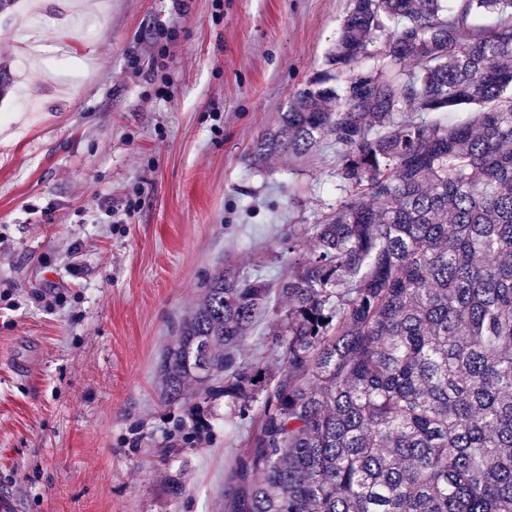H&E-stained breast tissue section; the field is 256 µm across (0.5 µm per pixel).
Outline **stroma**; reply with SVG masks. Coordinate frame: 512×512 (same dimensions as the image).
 I'll list each match as a JSON object with an SVG mask.
<instances>
[{"mask_svg": "<svg viewBox=\"0 0 512 512\" xmlns=\"http://www.w3.org/2000/svg\"><path fill=\"white\" fill-rule=\"evenodd\" d=\"M34 39L67 43L23 63L0 11V501L9 512H218L246 435L183 429L157 364L206 278L247 265L291 224L340 198L336 152L250 163L292 94L331 69L348 0H30ZM169 96H161L162 77ZM54 289L59 302L35 301ZM173 447L172 464L161 463ZM183 485L180 496L168 479Z\"/></svg>", "mask_w": 512, "mask_h": 512, "instance_id": "obj_1", "label": "stroma"}]
</instances>
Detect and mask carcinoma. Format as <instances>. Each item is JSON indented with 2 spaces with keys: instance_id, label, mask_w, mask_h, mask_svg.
<instances>
[{
  "instance_id": "cac0c4a2",
  "label": "carcinoma",
  "mask_w": 512,
  "mask_h": 512,
  "mask_svg": "<svg viewBox=\"0 0 512 512\" xmlns=\"http://www.w3.org/2000/svg\"><path fill=\"white\" fill-rule=\"evenodd\" d=\"M508 58L512 0H349L334 72L256 141L336 148L347 197L225 258L159 359L184 425L222 399L247 427L221 512H512Z\"/></svg>"
}]
</instances>
